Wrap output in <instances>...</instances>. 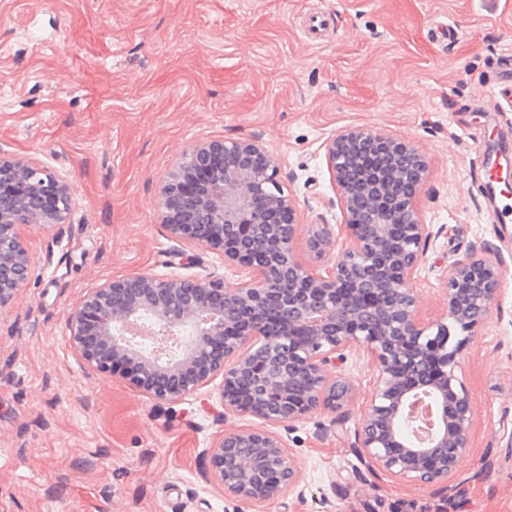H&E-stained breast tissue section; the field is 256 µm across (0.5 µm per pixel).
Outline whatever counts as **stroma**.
Wrapping results in <instances>:
<instances>
[{"label": "stroma", "mask_w": 512, "mask_h": 512, "mask_svg": "<svg viewBox=\"0 0 512 512\" xmlns=\"http://www.w3.org/2000/svg\"><path fill=\"white\" fill-rule=\"evenodd\" d=\"M512 56V0H0V152L66 174V224L23 225L26 286L0 308V512H512V219L485 151L512 161L498 95ZM361 127L418 147L414 207L432 239L413 287L444 317L441 279L470 254L501 264L488 322L461 357L470 451L447 484L373 475L354 455L371 389L366 354L341 371L354 404L278 427L301 483L272 502L226 499L208 451L256 426L210 384L160 402L83 363L68 317L106 280L222 278L221 254L170 237L159 187L197 140L259 139L281 159L308 225L339 224L323 143Z\"/></svg>", "instance_id": "35a3bbf8"}]
</instances>
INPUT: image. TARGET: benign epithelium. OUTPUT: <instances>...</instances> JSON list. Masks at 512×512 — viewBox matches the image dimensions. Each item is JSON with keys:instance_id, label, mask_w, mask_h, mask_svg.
Listing matches in <instances>:
<instances>
[{"instance_id": "7a95c632", "label": "benign epithelium", "mask_w": 512, "mask_h": 512, "mask_svg": "<svg viewBox=\"0 0 512 512\" xmlns=\"http://www.w3.org/2000/svg\"><path fill=\"white\" fill-rule=\"evenodd\" d=\"M323 149L342 214L337 232L308 229L309 251L332 256L323 271L295 251L299 225L280 158L255 138L197 141L164 179L159 219L174 239L224 255L244 279L227 288L220 278H114L69 316V341L84 364L154 400L178 401L222 378L224 410L259 421L211 444L213 478L243 504L274 501L299 483L297 460L272 427L352 402L351 383L334 368L353 349L366 351L372 368L354 447L368 470L437 483L469 449L473 413L460 359L491 315L500 265L455 261L445 317L423 321L412 287L431 237L412 206L427 178L423 155L358 127ZM367 151L406 154L412 164L367 169ZM73 192L66 176L0 155V308L31 271L19 226L67 223ZM145 318L179 339L176 353H146L133 342L129 329Z\"/></svg>"}]
</instances>
